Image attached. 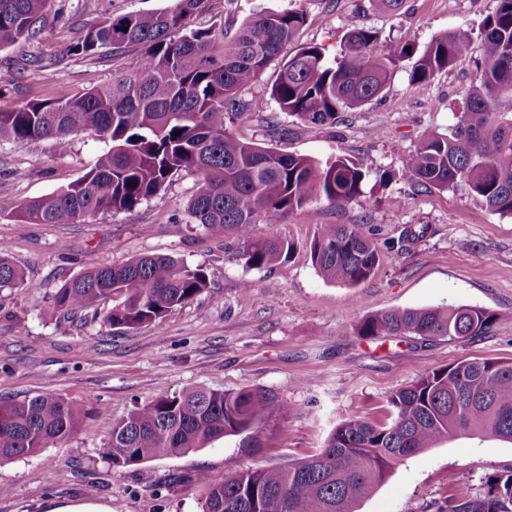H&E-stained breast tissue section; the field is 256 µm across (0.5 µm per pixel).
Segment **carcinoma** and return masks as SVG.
<instances>
[{"label": "carcinoma", "instance_id": "1", "mask_svg": "<svg viewBox=\"0 0 512 512\" xmlns=\"http://www.w3.org/2000/svg\"><path fill=\"white\" fill-rule=\"evenodd\" d=\"M49 0H0V48L32 34ZM479 38L459 27L422 51L410 40L378 46L374 31L350 29L328 60L317 46H297L306 23L300 8L261 13L233 39L224 29L189 28L209 0H174L171 8L107 18L69 49L92 57L105 47L140 49L135 72L75 92L0 109V138L17 143L63 139L93 131L111 146L79 180L50 195L6 208L18 224H75L83 218L131 211L161 191L181 170L198 174L188 204L195 223L214 236L232 229L245 264L265 268L292 245L274 229L256 237V224L273 225L304 204L338 206L364 193L369 173L388 170L337 156L325 162L239 139L231 124L253 112L244 92L271 65L278 66L270 96L278 111L317 126L377 99L399 63L418 55L410 77L431 78L466 51L477 59V82L466 93L448 133L424 134L409 163L416 187L464 188L492 211L512 216V0H495ZM326 281L355 288L379 267V246L356 227L329 224L311 244ZM26 285L24 271L0 255V290ZM208 287L206 275L172 257L142 256L121 265L92 262L53 295L66 315L113 301L105 322L113 328L162 327L167 315ZM494 316L478 306H428L368 314L353 326L362 339L414 336L423 340L486 334ZM382 423L352 415L324 447L299 461L239 468L214 482L198 475L202 512H356L394 468L410 456L456 436H490L512 443V361L464 359L426 369L388 399ZM282 408L271 391L195 388L159 396L112 427L101 458L127 467L185 454L227 435L257 428ZM86 412L46 393L22 401L0 399V461L38 454L68 440ZM482 495L458 491L448 512H512V472L485 477Z\"/></svg>", "mask_w": 512, "mask_h": 512}]
</instances>
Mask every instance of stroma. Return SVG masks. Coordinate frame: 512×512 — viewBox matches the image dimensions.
<instances>
[{
	"label": "stroma",
	"instance_id": "obj_1",
	"mask_svg": "<svg viewBox=\"0 0 512 512\" xmlns=\"http://www.w3.org/2000/svg\"><path fill=\"white\" fill-rule=\"evenodd\" d=\"M171 0H49L32 35L0 49V70L14 75L0 108L52 97L56 86L90 89L133 69L138 52L103 49L91 58L67 55L87 28L107 16L160 11ZM306 10L299 41L327 57L354 26L378 33L379 46L435 37L464 26L479 32L495 0H405L380 13L368 0H210L192 26L235 32L253 15L287 6ZM475 53L462 55L429 80H410L413 59L399 63L383 94L342 112L333 126L310 125L278 112L269 67L246 96L255 112L235 135L262 147L320 161L344 156L392 172L384 186L339 207L314 200L275 225L292 244L289 258L248 267L234 232L215 237L195 224L187 203L196 190L190 171L174 174L156 195L129 212L77 224L19 225L0 216V253L26 275L24 286L0 291V398L52 393L88 410L67 442L0 463V512H45L52 501L95 500L112 512H201L203 473L223 481L242 466L271 467L323 448L343 419L375 422L388 397L426 369L463 359L512 361V217L489 210L464 188L420 192L407 172L410 154L430 131L446 132L475 79ZM108 148L95 133L25 144L0 139V202L51 194L79 179ZM327 224H352L372 237L382 256L375 274L356 288L322 280L310 245ZM425 225L424 238L400 244L404 227ZM152 254L203 268L207 288L175 309L163 329H114L107 305L67 319L52 296L88 262L122 264ZM437 305L486 308L495 322L473 339L422 341L410 336L365 341L353 325L392 309ZM195 387L273 391L283 407L254 432L259 445L227 436L189 453L115 467L99 450L113 424L154 398ZM512 471V444L456 439L400 464L361 502L358 512H447L465 486L483 489L489 474Z\"/></svg>",
	"mask_w": 512,
	"mask_h": 512
}]
</instances>
